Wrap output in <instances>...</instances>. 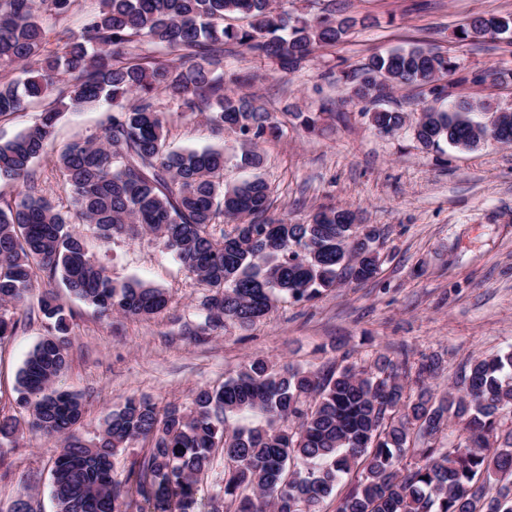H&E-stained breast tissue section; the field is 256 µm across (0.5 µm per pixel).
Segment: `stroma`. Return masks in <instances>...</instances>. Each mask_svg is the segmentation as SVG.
I'll return each mask as SVG.
<instances>
[{
  "label": "stroma",
  "instance_id": "stroma-1",
  "mask_svg": "<svg viewBox=\"0 0 512 512\" xmlns=\"http://www.w3.org/2000/svg\"><path fill=\"white\" fill-rule=\"evenodd\" d=\"M98 7L99 0H74L67 14H43L48 49ZM336 7L356 26L336 45L316 48L298 71H282L235 46L224 52V74L250 76L248 93L283 125L281 137L261 144L270 216L303 224L322 207L355 211L359 223L386 232L379 275L312 301L278 302L248 329L230 322L212 329L201 306L206 288L152 236L86 235L89 253L113 280L147 282L170 302L148 319L106 317L60 291L70 331L58 386L84 401L81 437L97 435L127 397L187 406L197 389L221 385L256 358L320 372L351 363L367 370L381 355L413 365L436 355L442 368L428 384L441 396L470 357L512 350V145L425 149L412 133L424 106L470 98L512 104V82L484 79L489 70L512 69V43L456 38L473 15L512 13V0H336ZM414 44L451 57L456 71L444 81L446 95L411 87L382 100L379 106L404 110L407 124L380 134L369 119L378 105L348 102L340 75L373 54ZM155 107L166 115L168 149L239 154L236 136L199 113L180 111L163 94ZM298 112L316 116L319 132H305L294 118ZM105 116L102 105L65 112L52 150L33 165L44 195L61 210L69 202L57 157L73 139L99 136ZM0 311L20 323L0 341V419L23 426L14 442L0 445V512L22 491L33 512H54L50 472L60 442L27 429L16 391L18 371L47 325L34 296L27 310Z\"/></svg>",
  "mask_w": 512,
  "mask_h": 512
}]
</instances>
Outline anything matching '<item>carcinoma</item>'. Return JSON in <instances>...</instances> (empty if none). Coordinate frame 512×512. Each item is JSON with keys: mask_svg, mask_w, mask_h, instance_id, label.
<instances>
[{"mask_svg": "<svg viewBox=\"0 0 512 512\" xmlns=\"http://www.w3.org/2000/svg\"><path fill=\"white\" fill-rule=\"evenodd\" d=\"M71 3L0 0V115L50 101L33 125L0 141V178L23 188L15 207L0 210V306L26 305L36 269L106 314L150 317L169 303L166 292L140 280L113 281L36 182L33 164L52 144L61 113L100 103L110 109L102 135L74 140L58 157L70 210L104 240L154 236L208 288L209 325L246 328L281 299L310 301L375 278L381 229L356 223V213L343 208L320 209L305 224L270 218L262 178L224 182V151H167L165 120L153 103L164 92L183 111L204 114L240 141V167L257 169L264 162L258 143L281 128L234 89L239 78L224 82V44L294 71L315 48L341 41L350 19L329 9L294 18L271 0H100L61 51L43 56L41 15L64 14ZM230 15L246 25L224 24ZM459 31L462 41L478 33L512 40V15L477 14ZM138 39L173 60L128 51ZM16 69L24 80L7 78ZM455 70L450 57L415 45L374 54L341 79L349 100L360 102L407 85L434 86ZM62 73L71 77L63 89ZM475 111L494 118L497 143H512V108L483 99L446 110L422 107L413 135L425 148L474 149L490 132L472 120ZM371 121L389 134L405 125L406 115L377 110ZM224 222L235 224L234 233L216 234ZM39 310L50 333L28 354L17 383L31 429L62 442L51 469L56 512H128L135 497L153 512H195L198 476L218 449L224 476L210 497L211 512H222L227 502L234 512H319L355 472L336 512H512V486H494L512 476V428L503 429L505 416H512V351L472 358L455 391L439 399L426 384L441 368L437 357L418 366L412 393L401 380L411 372L405 360L380 356L370 372L345 366L315 374L253 359L224 384L199 389L188 407L160 410L129 397L86 442L76 433L80 397L54 388L68 365L65 308L47 291ZM244 412L264 415L266 424L227 426L229 416ZM453 424L464 441L437 446ZM137 440L145 444L143 454L125 479H116L112 456Z\"/></svg>", "mask_w": 512, "mask_h": 512, "instance_id": "carcinoma-1", "label": "carcinoma"}]
</instances>
